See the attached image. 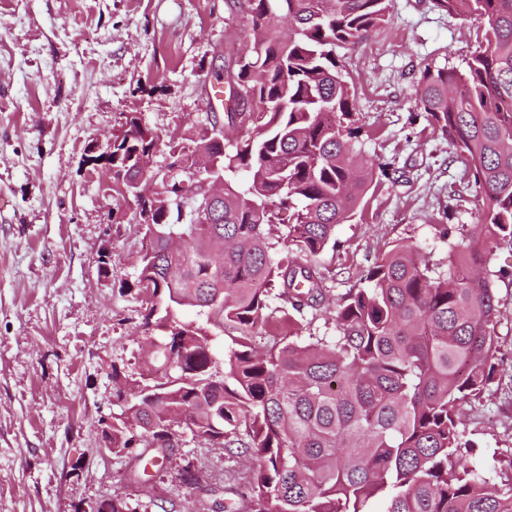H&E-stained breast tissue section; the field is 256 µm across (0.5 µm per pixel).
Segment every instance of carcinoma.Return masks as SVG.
<instances>
[{"label": "carcinoma", "instance_id": "1", "mask_svg": "<svg viewBox=\"0 0 512 512\" xmlns=\"http://www.w3.org/2000/svg\"><path fill=\"white\" fill-rule=\"evenodd\" d=\"M484 27L462 72L424 70L416 103L470 166L483 195L479 233L458 228L448 271L397 243L342 295L336 336L300 341L298 315L320 304L323 275L274 253L288 213V252L313 258L336 246L370 190L375 163L355 148V93L336 49L368 38L391 0H245V43L224 68L228 101L246 95V134L231 154L209 129L179 143L181 203L163 189L134 287L155 298L144 326L165 332L161 374L124 380L104 440L117 454L173 447L170 427L223 441L254 460L252 512H512V461L500 481L462 463L473 453L457 406L498 376L500 311L485 250L512 247V0H433ZM158 136L135 113L112 134V181L152 168ZM220 156L224 198L192 189L191 157ZM189 208V223L165 219ZM290 305L280 339L251 341L272 290ZM191 307L240 332L219 359Z\"/></svg>", "mask_w": 512, "mask_h": 512}]
</instances>
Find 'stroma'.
Instances as JSON below:
<instances>
[{"mask_svg": "<svg viewBox=\"0 0 512 512\" xmlns=\"http://www.w3.org/2000/svg\"><path fill=\"white\" fill-rule=\"evenodd\" d=\"M242 30L235 0H0V512H82L115 497L131 512H249L253 464L223 444L181 430L154 467V449L102 448L101 421L119 410L113 369L160 368L143 346L162 334L144 329L149 297L133 286L146 244L137 203L85 162L89 143L135 112L165 166L171 137L214 123L205 90ZM481 35L432 0H392L387 23L338 49L358 145L384 172L314 260L325 299L303 310V336L335 335L329 308L393 244L443 271L442 225L478 223L481 192L416 90L424 69H464ZM495 295L499 383L461 406L467 462L491 476L512 460V283Z\"/></svg>", "mask_w": 512, "mask_h": 512, "instance_id": "1", "label": "stroma"}]
</instances>
